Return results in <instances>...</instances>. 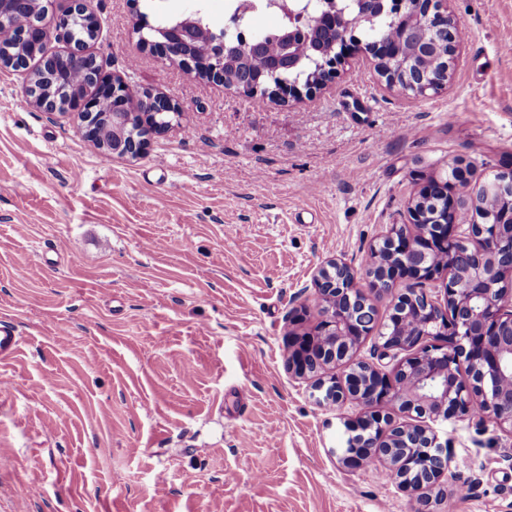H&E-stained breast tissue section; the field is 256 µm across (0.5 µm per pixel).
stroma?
Listing matches in <instances>:
<instances>
[{
	"instance_id": "1",
	"label": "stroma",
	"mask_w": 512,
	"mask_h": 512,
	"mask_svg": "<svg viewBox=\"0 0 512 512\" xmlns=\"http://www.w3.org/2000/svg\"><path fill=\"white\" fill-rule=\"evenodd\" d=\"M194 0H87L103 76L179 104L135 160L96 150L0 70V512H414L387 472L345 468L353 400L285 367L288 313L335 255L373 245L429 178L512 168V0H448L465 33L448 83L388 88L361 55L300 99H253L143 49L142 20ZM433 512H512V433L435 425ZM468 487L460 496L459 487ZM21 340L19 333L10 321H0V361L14 358L19 351Z\"/></svg>"
}]
</instances>
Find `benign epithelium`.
Masks as SVG:
<instances>
[{"instance_id":"7a95c632","label":"benign epithelium","mask_w":512,"mask_h":512,"mask_svg":"<svg viewBox=\"0 0 512 512\" xmlns=\"http://www.w3.org/2000/svg\"><path fill=\"white\" fill-rule=\"evenodd\" d=\"M32 0H0V26L15 25ZM283 12L280 39L284 51L270 59L268 67L251 70V55L263 48L261 36L241 28L239 18L230 17L220 33L204 43L198 13L190 11L174 23L160 29L161 37L139 42L160 49L173 64L188 73L205 77L247 97H300L323 86L336 72L349 50L363 52L375 61L376 73L390 87L418 96L435 93L447 83L451 63L462 38L459 25L448 12V0H359L360 10L346 15L336 2L315 13L292 10L279 0ZM391 20L394 33L388 38H361L371 20L367 7ZM88 14L84 0H69L68 9L46 21L43 13L20 36L38 50L42 79L48 80L61 62L91 77L94 96L71 92L64 103L42 95L30 80L25 86L29 101L44 112L62 108L76 121L77 129L93 145L117 158L136 159L146 153L151 139L169 132L174 124H160L157 117L182 116L178 104L160 94H135L120 76L100 79L96 56L83 42L63 50L52 46L64 40L63 24L75 13ZM336 34L327 46L311 59L317 65L316 76L301 81L304 68L293 54L298 43L316 45L324 32ZM432 59L436 67L418 64ZM443 187L447 208L439 223L444 225L442 240L435 242L428 233H415L410 225L424 224L429 218L410 206L411 224H394L387 235L373 246L374 251L397 252L401 265L370 275V287H358L357 272L346 262L329 257L312 276L318 299V322L314 332L288 336V370L298 378L309 379L319 401L340 406L357 400L368 413L348 428L342 462L355 465L364 457L375 456L388 466L399 483L414 492L416 512H430L431 498L425 490L434 487L448 471L445 444L426 426L398 422L392 408L414 412L433 421L448 418H472L481 408V419H489L512 432V237L502 233L507 219L485 207L503 189L512 193V171H498L488 177L475 199L480 224L456 223L460 208L453 189H444L445 181L435 179L424 185V195L435 186ZM443 248L445 267L432 275L423 273L428 256ZM440 280L443 299L432 297L416 281ZM385 301L389 318L399 319L401 312L413 306L424 321L420 332L398 336L388 326L378 331L369 327L360 315L369 307ZM377 335L379 359L396 351L406 355L392 372L355 358L363 338ZM340 369L342 375L323 377L328 369Z\"/></svg>"}]
</instances>
